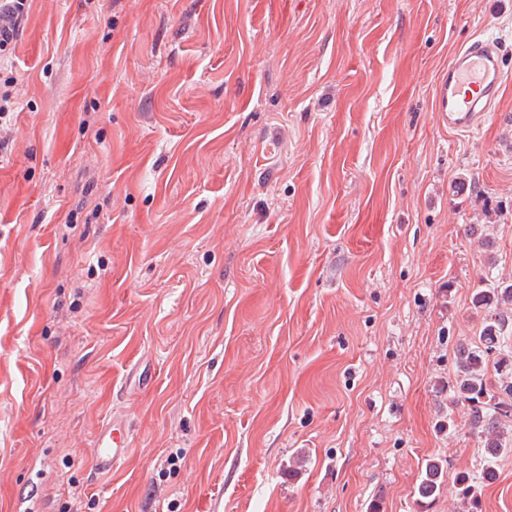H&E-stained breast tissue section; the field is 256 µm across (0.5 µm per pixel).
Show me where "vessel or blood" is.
I'll list each match as a JSON object with an SVG mask.
<instances>
[{
  "label": "vessel or blood",
  "instance_id": "vessel-or-blood-1",
  "mask_svg": "<svg viewBox=\"0 0 512 512\" xmlns=\"http://www.w3.org/2000/svg\"><path fill=\"white\" fill-rule=\"evenodd\" d=\"M505 74L498 43L478 36L462 46L437 79L434 110L440 127L466 133L477 128L485 113L495 111ZM94 467L97 472L111 471L125 455L119 428L102 427L94 442Z\"/></svg>",
  "mask_w": 512,
  "mask_h": 512
}]
</instances>
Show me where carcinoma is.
Masks as SVG:
<instances>
[{
	"label": "carcinoma",
	"mask_w": 512,
	"mask_h": 512,
	"mask_svg": "<svg viewBox=\"0 0 512 512\" xmlns=\"http://www.w3.org/2000/svg\"><path fill=\"white\" fill-rule=\"evenodd\" d=\"M512 301V285L506 288L478 289L474 306L487 311L477 339L462 344L456 353V378L452 385L453 399L470 406L469 427L485 439L489 456L483 458L481 472L492 474L493 455L512 452V437L506 436L503 420L512 418V338L506 328L512 320L495 311L502 299ZM494 363L498 378L486 377V366ZM442 468L436 462L426 466L418 486V494L429 498L441 485ZM477 476L464 474L457 478L458 494L478 505Z\"/></svg>",
	"instance_id": "1"
}]
</instances>
